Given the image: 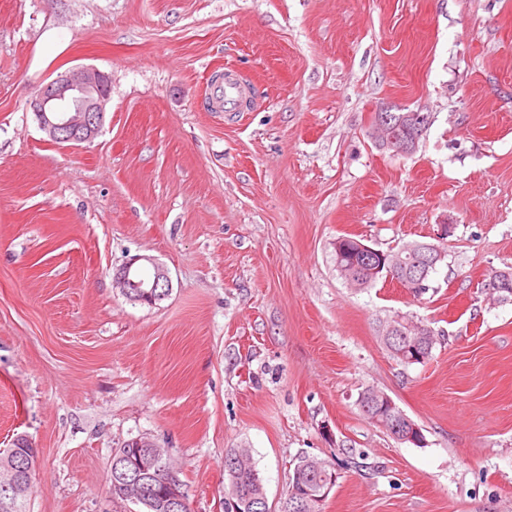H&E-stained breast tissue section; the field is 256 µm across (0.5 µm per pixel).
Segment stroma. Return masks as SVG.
Instances as JSON below:
<instances>
[{
    "instance_id": "stroma-1",
    "label": "stroma",
    "mask_w": 512,
    "mask_h": 512,
    "mask_svg": "<svg viewBox=\"0 0 512 512\" xmlns=\"http://www.w3.org/2000/svg\"><path fill=\"white\" fill-rule=\"evenodd\" d=\"M76 66L109 74L89 143L29 108ZM250 83L214 112V75ZM427 112L416 151L378 145L383 107ZM451 225L438 240L440 225ZM437 243L422 298L349 288L337 237ZM153 256L156 305L115 288ZM512 0H0V451H39L29 512H137L115 448L157 439L191 512H223L247 449L271 508L302 456L364 453L323 512H512ZM404 314L439 335L390 358ZM390 396L424 445L360 412ZM425 327L429 328L426 325H425ZM429 330H430V333H432L433 340H431L429 342L431 344V349L426 354L424 361H423V356L421 355V352L419 351V347L427 341V336L429 334L428 331H425L423 329V327H421L419 329V331H418L419 338H416L415 340H412L411 342H409L406 338L404 339L403 337H401V336L405 335L404 333L397 332L396 335H394V337L398 336V337H400L402 339L401 343L405 342V344H406L405 349L400 352V355L404 356L406 361H409V362H412V363H408V362L405 363V362H403V360L400 357H398L395 353L391 352V350L388 347V343H387V340H386L385 336H380V337H381V340L383 341L384 345L386 346V348L390 352L391 357L394 360H396L397 362H399L400 364H402L404 366H409V365H413V364L424 363L426 360H429L432 357L433 349L435 348V345L437 344V338L435 336L434 331L431 328H429ZM412 351L416 352L415 356L410 354V352H412ZM416 357H419V359L421 361H417ZM415 361H417V362H415ZM373 388H365L358 397V406L362 414L371 421V423L379 426L377 423L372 421V417L369 415H366L363 411L362 407L364 402H369L370 399H373L374 392ZM401 411L400 416L397 417L396 422H394V430L400 431L398 436H400L401 442L410 443L416 446L423 445L425 443V436L422 432L421 427L416 424L410 417H408L400 408ZM381 427V426H379ZM388 429L390 428L389 425H385ZM382 428V427H381ZM384 429V428H382ZM388 429H384L388 434H390L392 437L398 440V438L395 436V431H389Z\"/></svg>"
}]
</instances>
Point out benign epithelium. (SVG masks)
<instances>
[{
	"mask_svg": "<svg viewBox=\"0 0 512 512\" xmlns=\"http://www.w3.org/2000/svg\"><path fill=\"white\" fill-rule=\"evenodd\" d=\"M110 94L108 74L92 66L71 68L45 84L30 102V109L41 130L50 141L56 144L75 146L94 139L105 122V106ZM430 120L425 114L410 112L405 114L382 115L379 129L382 132V145L396 154L413 152L421 135V129ZM415 249L389 260L380 257V263L369 266L371 278L383 275L398 280V272L406 268ZM115 285L126 298L153 306L168 296L171 280L168 271L155 259L147 256L132 259L115 276ZM428 332L419 329L418 338L406 342L400 355L409 362L421 356L419 347L427 341ZM394 430L399 432L400 441L416 446L425 443L421 427L402 413L394 422ZM129 444L141 449L134 463L135 476L120 474L126 485L139 484L142 476L160 473L159 465L167 458L166 450L151 437L141 435L129 440ZM163 483L167 496L159 504L161 512H172L185 503V491L175 478L172 468L165 469ZM0 488L5 496L0 500V509L8 512L14 503L29 493V485L19 476L17 470L6 465L0 469Z\"/></svg>",
	"mask_w": 512,
	"mask_h": 512,
	"instance_id": "7a95c632",
	"label": "benign epithelium"
}]
</instances>
